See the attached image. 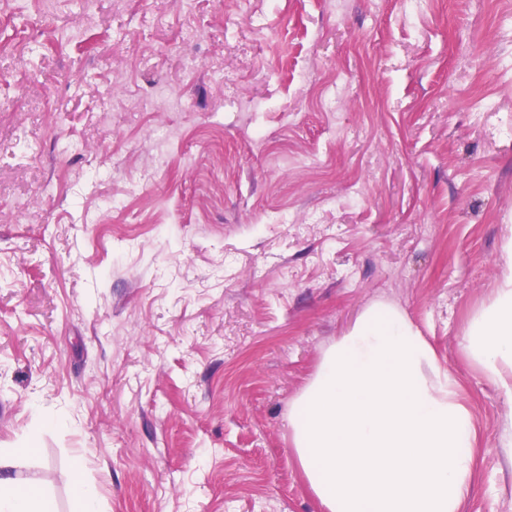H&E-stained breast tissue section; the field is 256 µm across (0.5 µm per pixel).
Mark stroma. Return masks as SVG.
<instances>
[{"label":"stroma","mask_w":512,"mask_h":512,"mask_svg":"<svg viewBox=\"0 0 512 512\" xmlns=\"http://www.w3.org/2000/svg\"><path fill=\"white\" fill-rule=\"evenodd\" d=\"M512 236V0H0V477L75 512H323L288 405L401 308L463 352ZM68 480L71 484L72 493L78 504L80 512H97L96 493L87 488L85 484L78 480L75 473L69 475Z\"/></svg>","instance_id":"obj_1"}]
</instances>
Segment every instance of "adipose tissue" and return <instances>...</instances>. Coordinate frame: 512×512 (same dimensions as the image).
Here are the masks:
<instances>
[{"label": "adipose tissue", "mask_w": 512, "mask_h": 512, "mask_svg": "<svg viewBox=\"0 0 512 512\" xmlns=\"http://www.w3.org/2000/svg\"><path fill=\"white\" fill-rule=\"evenodd\" d=\"M465 356L512 395V239ZM291 446L325 512H461L477 427L452 372L397 306L367 307L288 406ZM0 512H56L35 485L0 478Z\"/></svg>", "instance_id": "adipose-tissue-1"}]
</instances>
